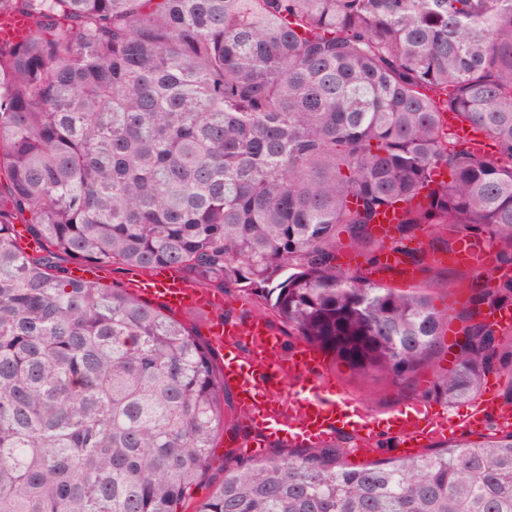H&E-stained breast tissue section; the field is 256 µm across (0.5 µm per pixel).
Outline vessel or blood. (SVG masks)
<instances>
[{"instance_id":"vessel-or-blood-1","label":"vessel or blood","mask_w":512,"mask_h":512,"mask_svg":"<svg viewBox=\"0 0 512 512\" xmlns=\"http://www.w3.org/2000/svg\"><path fill=\"white\" fill-rule=\"evenodd\" d=\"M28 35L25 17L0 14V43H16ZM490 250L487 243L466 238L459 241L455 259L478 271ZM129 288L173 312L206 309L217 301L213 293L176 273L149 274ZM209 336L211 349L224 356V383L236 392L252 425L292 444H314L346 432L353 436L357 451L368 450L384 436L408 453L447 441L461 431H482L491 423L503 430L512 428V407L493 395L476 402L461 420L421 399L377 416L358 399L327 384L317 348L303 344L284 351L280 336L261 319L217 321Z\"/></svg>"}]
</instances>
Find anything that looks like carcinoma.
Wrapping results in <instances>:
<instances>
[{"mask_svg":"<svg viewBox=\"0 0 512 512\" xmlns=\"http://www.w3.org/2000/svg\"><path fill=\"white\" fill-rule=\"evenodd\" d=\"M0 512H177L235 412L213 351L126 288L57 265L174 268L299 338L407 379L446 319L381 269L418 224L512 263V0H0ZM483 133L485 155L442 123ZM448 181L437 182L438 170ZM399 208V237L375 235ZM25 212V251L12 218ZM478 285L431 392L512 405ZM325 441L238 458L194 512H512V430L351 466ZM28 35L29 29L25 17L11 12H4L0 15V43H17L25 40Z\"/></svg>","mask_w":512,"mask_h":512,"instance_id":"cac0c4a2","label":"carcinoma"}]
</instances>
